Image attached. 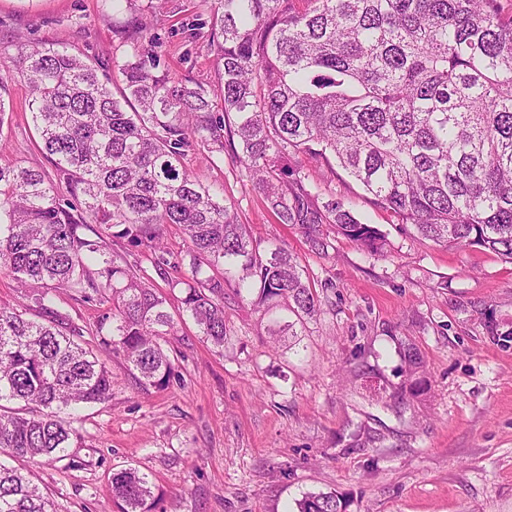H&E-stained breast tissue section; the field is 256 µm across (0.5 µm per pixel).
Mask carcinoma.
<instances>
[{
    "mask_svg": "<svg viewBox=\"0 0 512 512\" xmlns=\"http://www.w3.org/2000/svg\"><path fill=\"white\" fill-rule=\"evenodd\" d=\"M111 2L131 55L109 73L54 44L13 57L53 174L0 158V271L43 319L0 307V454L66 456L77 433L61 412L112 396V371L74 341L80 331L53 307L55 288L110 304L97 333L139 389L164 388L175 375L164 349L175 316L139 262L113 250L117 240L149 254L179 289L178 316L217 348L228 340L226 288L252 297L275 345L320 310L292 254L260 249L190 175L191 151L243 165L277 220L315 247L325 246V224L375 254L387 239L343 200L313 191L288 166L292 153L335 159L374 205L436 244L512 260V14L500 0H307L303 10L294 0H217L189 37L208 28L218 106L207 86L159 69L145 44L155 0ZM171 226L187 245L186 277H169ZM403 357L420 388V355L405 345ZM111 490L117 512H154L138 468L114 473ZM296 506L344 512L331 491L306 493ZM0 512H53V503L22 468L0 463Z\"/></svg>",
    "mask_w": 512,
    "mask_h": 512,
    "instance_id": "carcinoma-1",
    "label": "carcinoma"
}]
</instances>
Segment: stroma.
I'll list each match as a JSON object with an SVG mask.
<instances>
[{"instance_id": "stroma-1", "label": "stroma", "mask_w": 512, "mask_h": 512, "mask_svg": "<svg viewBox=\"0 0 512 512\" xmlns=\"http://www.w3.org/2000/svg\"><path fill=\"white\" fill-rule=\"evenodd\" d=\"M209 11L204 0H169L148 35L161 68L216 97L214 52L184 33ZM44 43L102 64L129 48L102 0H0V74L12 78L0 156L48 172L28 89L12 75L17 45ZM289 164L320 194L352 201L363 223L385 233L386 253H368L328 224L318 250L276 221L242 165L188 154L187 170L223 187L260 247L297 258L321 310L297 354L270 343L260 312L226 293L229 343L216 349L191 319H178L166 345L177 377L144 392L96 334L107 304L53 293L81 328L80 343L112 371L110 400L74 413L78 446L24 465L54 512H116L108 485L130 466L148 474L159 512H287L304 493L329 491L346 512H512V261L421 238L338 164L302 154ZM407 343L423 360L416 393L399 352Z\"/></svg>"}]
</instances>
